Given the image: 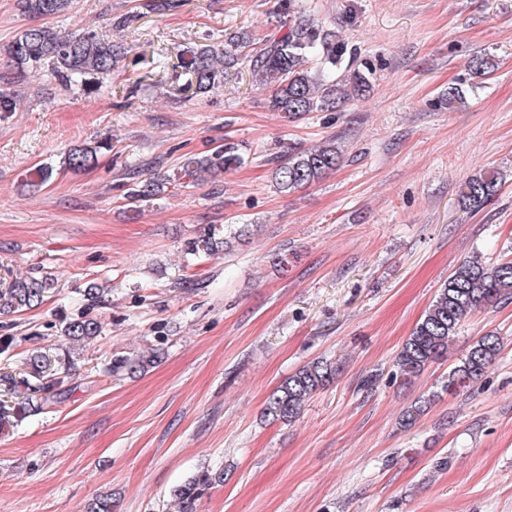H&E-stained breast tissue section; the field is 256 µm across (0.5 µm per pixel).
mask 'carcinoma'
Instances as JSON below:
<instances>
[{"label":"carcinoma","instance_id":"1","mask_svg":"<svg viewBox=\"0 0 512 512\" xmlns=\"http://www.w3.org/2000/svg\"><path fill=\"white\" fill-rule=\"evenodd\" d=\"M23 13L32 18L54 17L70 7L71 0H18ZM9 55L29 73H35L49 63L59 74L84 83L101 74L106 75L124 55L122 44H114L89 33L63 35L40 25L25 30L11 45ZM344 46L336 42V34L315 23L303 0H288V30L281 36L264 40L252 54L249 70L252 81L268 91V108L284 112L296 119L308 112L332 109L350 98L368 91L373 69L350 68L340 81L334 78L342 63ZM233 49H218L202 45L191 51L190 57L180 58L179 67L189 75L188 88L204 92L224 82L225 71L235 66ZM495 70L490 54L475 57L470 65L471 86L484 83ZM111 148L109 140L94 146L75 145L64 154L62 165L79 171L91 166L101 150ZM342 150L334 140H327L314 149H292L288 158L280 161L273 171L274 186L280 191L308 186L336 169ZM244 163L239 148L226 144L211 154L191 159L181 166L175 179L186 178L200 184L220 173ZM498 174L484 171L464 182L461 189L463 205L477 211L492 201L499 191ZM164 180L146 179L134 189L128 199L135 204L162 193ZM249 226L239 228L234 235L224 236L217 226L187 242L186 254L210 255L221 248L229 249L233 241L248 236ZM57 279L51 273L40 277H17L0 289V314L14 313L40 306L47 293L56 288ZM512 300V260L487 264L478 257L460 262L439 289L424 316L402 344L395 357L399 377L406 383L424 373L428 366L448 355L449 342L461 323L477 311ZM101 333V324L85 316L64 324L62 335L70 345H84ZM501 351L499 336L489 332L474 341L448 372L445 389L452 393L484 375ZM155 353L134 359L112 361L110 372L132 374L143 371L155 362ZM75 362L71 352L60 358L36 353L25 361L20 378L0 374V383L11 393L23 387V397L16 405L0 400V424H9L19 412H31L57 401L62 396L64 376ZM336 376V366L324 360L311 362L282 382L265 404V414L274 421L291 423L301 414L305 403L318 391L329 386ZM427 401H419L403 414L404 427L414 425L424 414ZM223 474L208 469L198 471L176 489L181 512H197V502Z\"/></svg>","mask_w":512,"mask_h":512}]
</instances>
